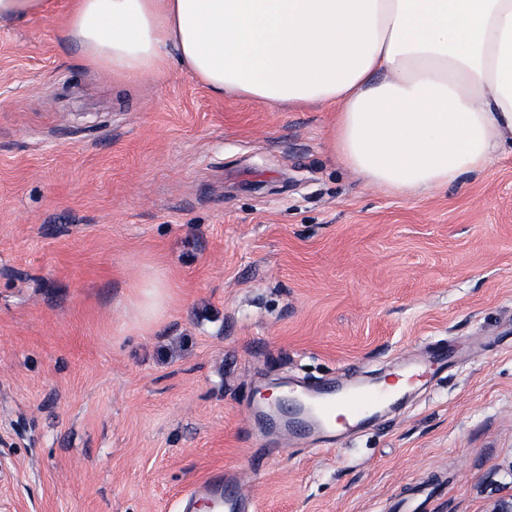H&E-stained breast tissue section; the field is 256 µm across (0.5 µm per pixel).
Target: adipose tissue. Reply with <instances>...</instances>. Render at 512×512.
Here are the masks:
<instances>
[{
  "label": "adipose tissue",
  "instance_id": "adipose-tissue-1",
  "mask_svg": "<svg viewBox=\"0 0 512 512\" xmlns=\"http://www.w3.org/2000/svg\"><path fill=\"white\" fill-rule=\"evenodd\" d=\"M61 37L127 80L174 60L220 97L335 106L334 159L396 195L512 147V0H74ZM167 301L153 274L136 322Z\"/></svg>",
  "mask_w": 512,
  "mask_h": 512
}]
</instances>
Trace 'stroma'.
<instances>
[{
	"mask_svg": "<svg viewBox=\"0 0 512 512\" xmlns=\"http://www.w3.org/2000/svg\"><path fill=\"white\" fill-rule=\"evenodd\" d=\"M0 29V504L182 512L216 470L249 512H490L512 497V153L418 197L331 158L335 112L129 82ZM163 274L147 335L129 301ZM448 364L357 433L269 439L285 382Z\"/></svg>",
	"mask_w": 512,
	"mask_h": 512,
	"instance_id": "obj_1",
	"label": "stroma"
}]
</instances>
